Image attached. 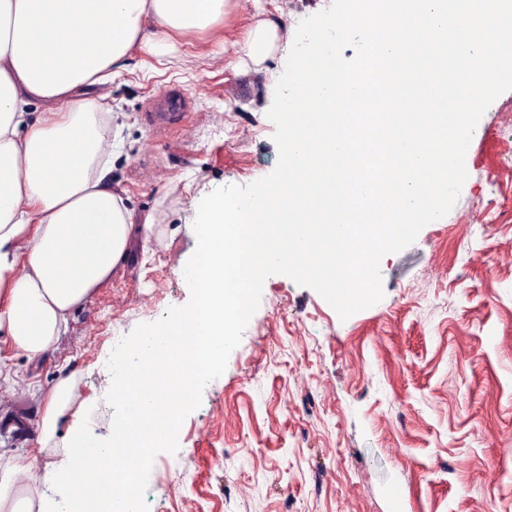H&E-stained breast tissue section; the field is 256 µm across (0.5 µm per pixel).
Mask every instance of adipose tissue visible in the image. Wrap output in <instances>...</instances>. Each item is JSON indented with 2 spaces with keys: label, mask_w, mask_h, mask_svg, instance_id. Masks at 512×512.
I'll use <instances>...</instances> for the list:
<instances>
[{
  "label": "adipose tissue",
  "mask_w": 512,
  "mask_h": 512,
  "mask_svg": "<svg viewBox=\"0 0 512 512\" xmlns=\"http://www.w3.org/2000/svg\"><path fill=\"white\" fill-rule=\"evenodd\" d=\"M225 0H0V334L29 357L49 351L71 310L109 282L135 224L99 166L102 102L73 99L105 82L132 48L189 35L225 12ZM85 35L80 52L69 43ZM33 99L68 107L30 127ZM74 391L55 385L41 418L42 445L54 442Z\"/></svg>",
  "instance_id": "adipose-tissue-1"
}]
</instances>
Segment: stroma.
I'll use <instances>...</instances> for the list:
<instances>
[{
	"mask_svg": "<svg viewBox=\"0 0 512 512\" xmlns=\"http://www.w3.org/2000/svg\"><path fill=\"white\" fill-rule=\"evenodd\" d=\"M331 0H229L224 17L186 36L140 45L103 84L76 90L105 100L111 177L136 221L112 279L69 316L39 359L0 334V448L19 467L9 490L52 497L48 472L64 448L39 443L54 384L75 380L74 407L99 438L111 432L107 361L127 335L186 305L178 272L194 254L201 200L268 175L279 151L267 117L293 43V16ZM269 29L263 62L247 44ZM165 94L187 102L179 130L145 114ZM512 90L478 122L492 149L470 146L468 178L440 223L380 263L383 298L340 319L314 290L269 276L225 372L184 420L176 453H159L149 512H512V174L501 116ZM481 205L485 221L463 216Z\"/></svg>",
	"mask_w": 512,
	"mask_h": 512,
	"instance_id": "stroma-1",
	"label": "stroma"
}]
</instances>
